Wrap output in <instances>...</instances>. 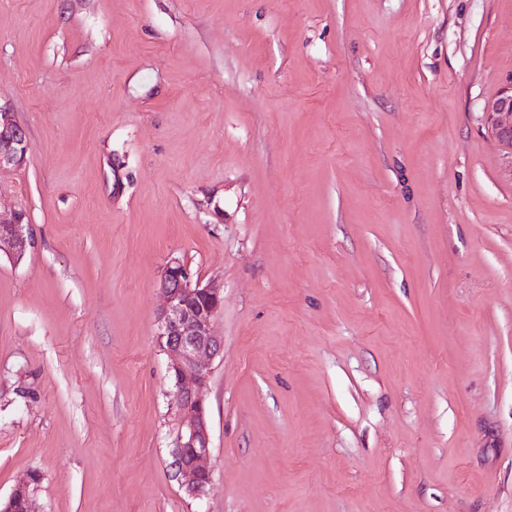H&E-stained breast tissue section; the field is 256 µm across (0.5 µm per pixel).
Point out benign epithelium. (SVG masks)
<instances>
[{"mask_svg": "<svg viewBox=\"0 0 512 512\" xmlns=\"http://www.w3.org/2000/svg\"><path fill=\"white\" fill-rule=\"evenodd\" d=\"M486 112L498 138L512 150V83L487 106ZM27 151L26 131L11 112L0 106V170L20 166ZM26 246L23 213L0 219V254L17 260ZM160 287L163 304L158 315V344L168 359L172 405L178 421L171 468L185 496L199 500L213 488V471L207 465L212 436L204 390L210 361L221 351L213 322L223 308L224 289L192 281L190 270L178 259L164 267ZM37 490L32 476L20 478L6 506L17 504L21 512H33Z\"/></svg>", "mask_w": 512, "mask_h": 512, "instance_id": "1", "label": "benign epithelium"}]
</instances>
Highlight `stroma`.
<instances>
[{
  "instance_id": "obj_1",
  "label": "stroma",
  "mask_w": 512,
  "mask_h": 512,
  "mask_svg": "<svg viewBox=\"0 0 512 512\" xmlns=\"http://www.w3.org/2000/svg\"><path fill=\"white\" fill-rule=\"evenodd\" d=\"M512 0H0V499L36 512H512ZM224 286L214 485L158 346ZM496 135L512 152V83L486 109ZM27 151L26 131L11 112L0 106V171L20 166ZM25 229L23 213L16 212L9 220L0 216V254L16 260L21 258L28 243ZM35 484L31 474L17 480L5 500L11 512H14L13 506L16 503L19 504L21 512H36L32 510V502L39 484Z\"/></svg>"
}]
</instances>
